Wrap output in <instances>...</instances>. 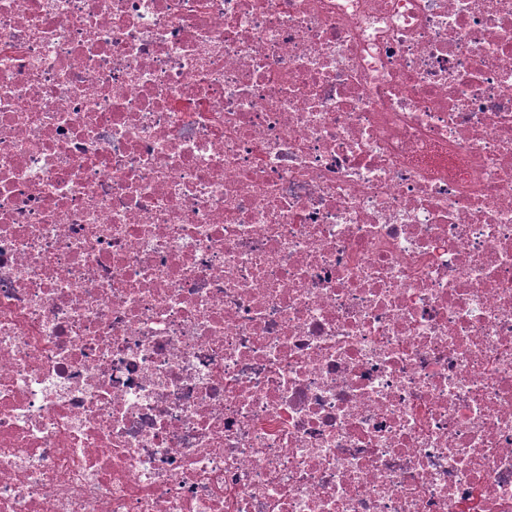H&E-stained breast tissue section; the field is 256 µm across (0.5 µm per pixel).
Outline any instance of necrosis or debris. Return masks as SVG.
I'll return each instance as SVG.
<instances>
[{
    "mask_svg": "<svg viewBox=\"0 0 512 512\" xmlns=\"http://www.w3.org/2000/svg\"><path fill=\"white\" fill-rule=\"evenodd\" d=\"M0 512H512V0H0Z\"/></svg>",
    "mask_w": 512,
    "mask_h": 512,
    "instance_id": "4bbe7bcc",
    "label": "necrosis or debris"
}]
</instances>
